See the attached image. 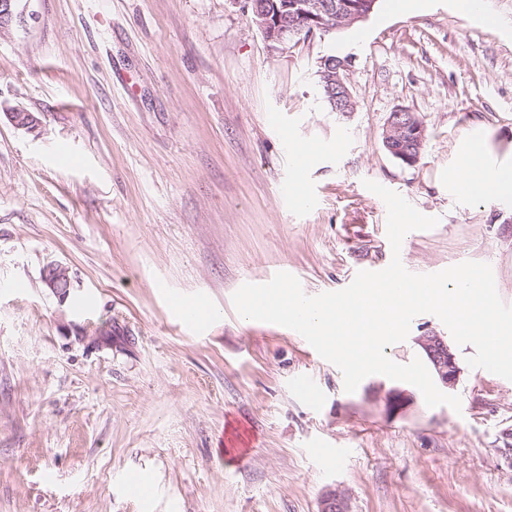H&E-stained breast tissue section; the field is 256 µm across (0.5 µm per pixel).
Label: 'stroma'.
<instances>
[{"mask_svg": "<svg viewBox=\"0 0 512 512\" xmlns=\"http://www.w3.org/2000/svg\"><path fill=\"white\" fill-rule=\"evenodd\" d=\"M0 36V512H512V381L454 346L460 410L383 375L346 393L298 332L244 320L233 293L280 271L306 294L390 264L372 180L424 215L404 267L488 263L512 305V205L448 185L463 139L512 166V0H378L367 20L270 49L246 0H21ZM347 59L352 112L318 71ZM425 125L417 163L383 145L395 109ZM39 117L38 134L8 118ZM281 117L266 122L268 113ZM315 147L302 169L292 153ZM297 180L303 197L280 187ZM67 267L66 302L46 288ZM203 302L182 326L165 294ZM448 336L414 318L417 339ZM324 393L312 407L300 374ZM346 449L324 466L307 450ZM149 475L140 498L129 473ZM43 282L60 302L66 300L68 289L71 286V278L67 267L58 263L47 265L43 271ZM292 391L310 405H319L323 394L317 383L306 375H300L291 382Z\"/></svg>", "mask_w": 512, "mask_h": 512, "instance_id": "1", "label": "stroma"}]
</instances>
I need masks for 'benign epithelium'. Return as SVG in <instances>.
<instances>
[{
	"instance_id": "7a95c632",
	"label": "benign epithelium",
	"mask_w": 512,
	"mask_h": 512,
	"mask_svg": "<svg viewBox=\"0 0 512 512\" xmlns=\"http://www.w3.org/2000/svg\"><path fill=\"white\" fill-rule=\"evenodd\" d=\"M377 0H251L252 22L262 33L270 48L278 50L294 42L310 39L327 30L324 14L334 20L333 29L340 31L368 18ZM36 20L35 14H25L19 9V0H0V33L14 26H25ZM348 63L343 60L325 59L321 63L325 91L337 112H353L357 102L347 85L345 72ZM12 124L29 133L38 131L40 119L31 112L16 109L9 113ZM425 126L416 113L397 108L387 121L383 133L386 150L407 165L415 164L423 148ZM43 282L53 295L65 301L71 278L68 268L51 263L43 271ZM430 361L437 380L445 388L456 387L460 370L447 342L435 334L418 339Z\"/></svg>"
}]
</instances>
